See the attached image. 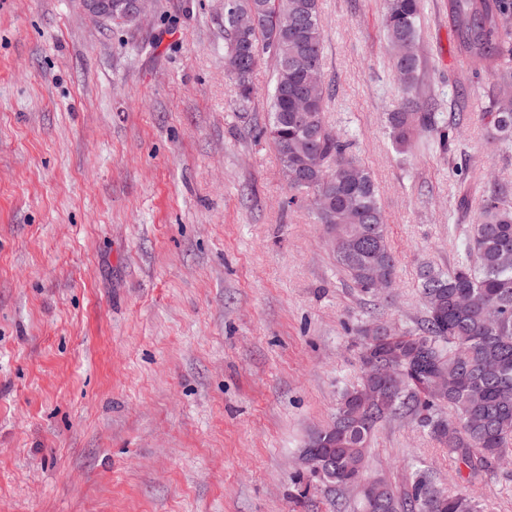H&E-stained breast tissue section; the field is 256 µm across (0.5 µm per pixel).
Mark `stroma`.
I'll return each mask as SVG.
<instances>
[{"label": "stroma", "instance_id": "obj_1", "mask_svg": "<svg viewBox=\"0 0 512 512\" xmlns=\"http://www.w3.org/2000/svg\"><path fill=\"white\" fill-rule=\"evenodd\" d=\"M385 0H321L326 120L378 188L396 261L364 295L268 135L274 62L246 108L224 72V0H149L136 24L84 0H0V512H359L300 452L359 383V332L418 331V268L464 256L481 196L512 202V143L478 114L488 76L424 0L419 94L461 119L443 154L399 151ZM429 474L512 512V464L476 482L414 421L367 476Z\"/></svg>", "mask_w": 512, "mask_h": 512}]
</instances>
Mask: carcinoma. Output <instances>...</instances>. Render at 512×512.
Masks as SVG:
<instances>
[{"instance_id":"obj_1","label":"carcinoma","mask_w":512,"mask_h":512,"mask_svg":"<svg viewBox=\"0 0 512 512\" xmlns=\"http://www.w3.org/2000/svg\"><path fill=\"white\" fill-rule=\"evenodd\" d=\"M421 0H386L384 22L394 50L392 69L404 103L388 115L393 142L406 149L422 132L436 131L451 149L459 124L438 127L434 109L416 91ZM448 20L458 54L494 78L482 121L500 142L512 140V0H448ZM227 35L224 65L238 86V101L251 102V75L262 54L275 58L268 133L288 171L290 187L313 197L317 223L336 231L334 253L353 286L374 291L372 275L391 287L395 258L385 234V214L371 173L349 152V143L327 127L322 85L305 88L311 67L324 68L320 0H224ZM465 261L452 272L425 265L420 285L426 308L421 332L363 341L361 382L345 390L328 428L336 430V492L349 487L348 466L367 457L377 425L395 415L426 429L473 478L512 456V205L497 185L486 189L478 208ZM459 293L470 295L468 311L452 308ZM499 322L490 325L485 309ZM378 358L393 378L375 381ZM453 412L445 415L443 408ZM361 512H480L466 495H448L428 476L399 495L392 485L360 499Z\"/></svg>"}]
</instances>
